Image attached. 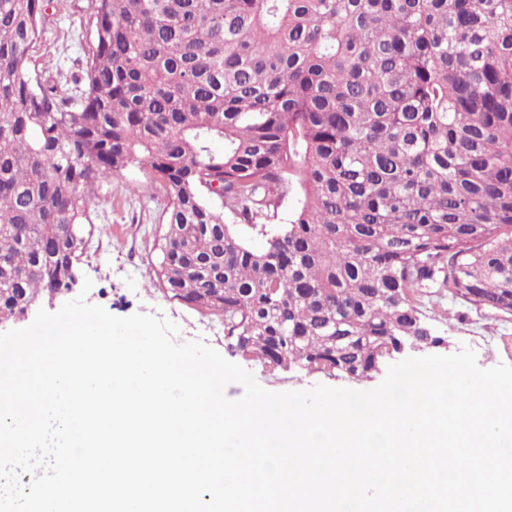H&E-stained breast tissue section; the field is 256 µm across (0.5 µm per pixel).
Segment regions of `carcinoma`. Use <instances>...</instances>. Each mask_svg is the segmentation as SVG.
<instances>
[{
	"label": "carcinoma",
	"mask_w": 512,
	"mask_h": 512,
	"mask_svg": "<svg viewBox=\"0 0 512 512\" xmlns=\"http://www.w3.org/2000/svg\"><path fill=\"white\" fill-rule=\"evenodd\" d=\"M49 5L0 0L1 321L129 166L158 290L267 372L371 378L443 343L432 296L512 316V0H92L70 88L31 72Z\"/></svg>",
	"instance_id": "1"
}]
</instances>
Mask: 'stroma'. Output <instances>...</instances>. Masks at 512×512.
<instances>
[{"instance_id":"1","label":"stroma","mask_w":512,"mask_h":512,"mask_svg":"<svg viewBox=\"0 0 512 512\" xmlns=\"http://www.w3.org/2000/svg\"><path fill=\"white\" fill-rule=\"evenodd\" d=\"M88 5L89 0H52L45 32L34 52L37 70L67 79L78 73L89 35ZM162 208V201L152 196L149 181L138 167H127L103 183L91 203L95 230L78 273L80 281L92 280V288L83 291L79 282L54 300L42 301L41 306L55 312L82 294L88 303L119 317L143 313L171 320L180 327L174 337L176 343L200 340L227 360H234V353L224 342L223 328L204 326L200 313L165 298L153 284L150 260ZM450 307L453 318L446 320L436 314L430 317L435 334L445 340L437 347V354L452 355L466 346L475 351L479 368L512 365V316L479 311L458 300ZM244 367L262 387L274 392L319 384L369 390L384 379L380 373L363 380L334 379L294 369L269 374L249 361Z\"/></svg>"}]
</instances>
